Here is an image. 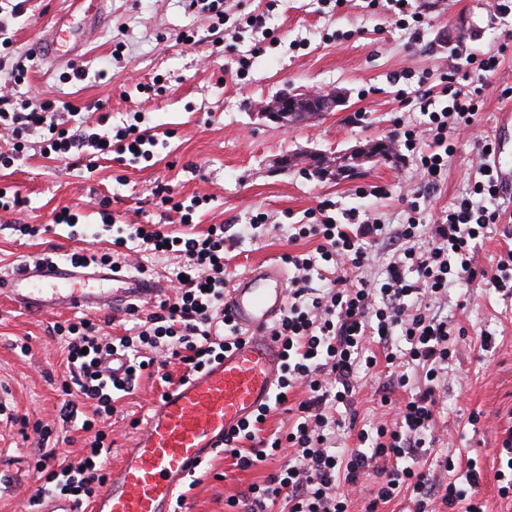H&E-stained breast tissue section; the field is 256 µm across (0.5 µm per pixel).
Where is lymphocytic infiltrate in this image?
Masks as SVG:
<instances>
[{
	"mask_svg": "<svg viewBox=\"0 0 512 512\" xmlns=\"http://www.w3.org/2000/svg\"><path fill=\"white\" fill-rule=\"evenodd\" d=\"M511 48L509 33L497 51L468 58L462 74L442 78L440 95L420 94L419 110L428 118L425 126L395 128L394 141L417 154L429 189H437L444 180L454 151L453 133L474 128L484 80ZM441 95L447 104L440 108L436 102ZM1 130L11 139L8 152H0L1 163L22 157L28 137L35 134L42 135L46 152L58 157L111 156L127 166L153 160L164 143L158 127L139 120L116 128L111 113L104 112L90 127L70 101L22 99L11 93H0ZM425 133L431 144L424 153L419 143ZM472 192V197L458 199L431 224L419 223L420 205L411 202L406 223L393 229L361 219L352 209L335 215L336 204L329 200L306 211L297 236L316 239L317 245L310 251L282 254L283 263L293 269L288 306L269 329L283 349L278 397L253 421L228 435L223 451L243 471L256 468L285 446L291 448L292 458L228 498L226 504L233 512H271L279 502L287 512H348L345 486L371 469L385 473L386 479L378 486L369 512L404 490L414 499V512H434L437 500L451 508L465 504L466 512H484L476 460L468 462L465 487L452 483L441 495L409 461L411 449L425 443L423 433L434 420L438 383L456 352L447 321L431 316V302L447 296L449 284L477 278L512 296V249L500 252L490 268L480 263L476 252V242L489 225L512 223V210L497 204L500 189L490 165H481ZM154 196L176 215L182 232L166 233L154 224H120L103 207L98 215L112 239L110 251L99 254L82 248L70 254L72 262L83 266H113L129 259L132 250L162 252L170 247L181 258V279L174 296L161 300L151 312L142 315L129 308L136 321L124 334H104L100 324L87 317L54 325L66 349L60 386L65 397L62 420L80 422L87 438L82 456L67 463L58 462L54 449L38 450L33 467L38 488L28 500L29 512L49 495L82 501L95 495L107 478L110 450L99 424L111 415L117 399L132 394L142 378L171 383L168 361H177L185 372L197 371L240 341L224 314L223 225L193 231L199 199H177L162 187ZM379 243L390 253L383 282L350 276V269L364 267L372 246ZM315 278L325 281L326 289L313 288ZM396 335L407 343L409 359L421 365L424 381L415 395L396 405L394 425L380 424L372 436L358 433L357 447L337 455L328 435L339 424L336 408H353L359 365L376 366L371 340L387 349ZM115 348L126 353L129 366L124 380L108 383L101 378L98 363ZM385 358L393 362L397 355L387 349ZM300 386L305 394L296 406L291 429L263 436L267 417Z\"/></svg>",
	"mask_w": 512,
	"mask_h": 512,
	"instance_id": "lymphocytic-infiltrate-1",
	"label": "lymphocytic infiltrate"
}]
</instances>
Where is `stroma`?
<instances>
[{
    "label": "stroma",
    "instance_id": "1",
    "mask_svg": "<svg viewBox=\"0 0 512 512\" xmlns=\"http://www.w3.org/2000/svg\"><path fill=\"white\" fill-rule=\"evenodd\" d=\"M409 9L422 17L419 26H399L387 17L385 6L369 0H229L226 22L217 28L209 13L186 11L182 0H104L99 24L90 25L76 0H30L26 13L11 21L14 46L0 56V80L7 78L21 55L54 17L68 19L71 36L83 39L78 64L89 72L108 68L100 82H63L67 63L34 60L29 82L16 86L17 95L65 99L94 123L100 109L110 110L113 125L141 113L146 123L171 131L165 158L123 167L99 162L95 170L69 159H48L43 139L31 136L26 156L0 175V188L19 191L29 200L20 215L0 213V272L18 260L42 252L77 249L69 229L55 225V213L67 206L81 222L95 226L100 196L111 198L118 220L158 224L179 230L158 206L153 191L168 186L175 195L202 197L201 227L248 223L265 212L274 224L258 240L242 239L228 253L227 282L245 274L260 261L278 260L288 248L292 226L319 201H335L337 210L357 209L361 217L388 224L402 223L408 203L424 182L415 155L404 153L397 166H379L340 181L321 180L306 162L277 169L278 158L304 151L336 156L357 145L393 137L394 125L421 120L417 107L420 78L436 86L441 74L455 64L453 51L482 54L496 49L503 32L512 29V15L500 18L492 0H409ZM265 15L264 30L244 25L250 13ZM251 55V65L239 71L237 59ZM512 87V55L505 56L487 80L477 123L489 137L497 135V114L506 101L503 88ZM345 92L344 106L315 121L290 129L255 114L263 101L303 90ZM448 159L447 177L420 204L423 223H433L440 211L471 190L478 180L481 158L472 141L462 137ZM388 190L385 198L368 195L367 187ZM43 224L47 233L31 241L20 238L15 223ZM438 315H451V328H464L465 341L448 366L449 383L435 405L434 427L426 432L430 476L439 487L448 482L464 486L461 471L447 472L443 458L472 457L480 466V492L487 512H512V498H501L497 481V449L504 429L512 427V299L488 288L484 281L454 284L448 303ZM70 312L54 309L31 314L0 297V457L19 470L25 483L21 495H0V512H23L37 479L31 462L38 435L23 432L22 420L43 421L53 427L49 446L60 459L77 455L84 434L63 423L60 407L61 340L55 323ZM492 334L489 348L480 337ZM27 340L21 354L15 343ZM398 372L409 383L397 398L416 392L419 375L411 365L377 366L360 371L354 411L342 412L335 431L337 450L354 448L360 430L393 422L394 412L382 406L376 390ZM164 390L159 382L142 379L104 423L112 443L109 465H117L121 448L135 433L133 420L145 419L153 400ZM477 423H470V414ZM278 460L241 471L225 458L216 459L200 485L188 492V512H225L231 495L260 480Z\"/></svg>",
    "mask_w": 512,
    "mask_h": 512
}]
</instances>
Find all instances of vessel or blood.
I'll return each instance as SVG.
<instances>
[{"instance_id":"obj_1","label":"vessel or blood","mask_w":512,"mask_h":512,"mask_svg":"<svg viewBox=\"0 0 512 512\" xmlns=\"http://www.w3.org/2000/svg\"><path fill=\"white\" fill-rule=\"evenodd\" d=\"M57 17L33 49L37 56L60 57ZM286 272L277 263L251 266L224 297V310L242 332V342L163 391L121 461L89 507L63 498L45 502L39 512H175L190 476L224 448V439L270 405L282 371L279 342L268 327L286 308ZM165 290L162 279L129 274L122 268H83L57 257L42 264L22 263L0 277V295L39 313L53 306L73 312L112 313L135 301H151Z\"/></svg>"}]
</instances>
